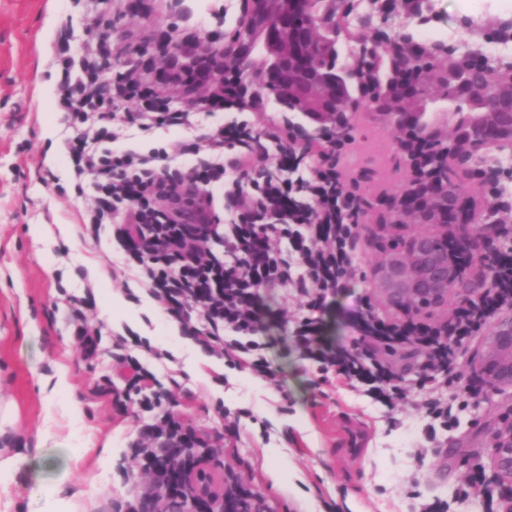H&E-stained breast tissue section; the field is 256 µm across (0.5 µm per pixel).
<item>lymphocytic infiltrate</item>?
<instances>
[{
    "label": "lymphocytic infiltrate",
    "instance_id": "obj_1",
    "mask_svg": "<svg viewBox=\"0 0 512 512\" xmlns=\"http://www.w3.org/2000/svg\"><path fill=\"white\" fill-rule=\"evenodd\" d=\"M85 78L72 82L67 57L59 62L65 71L57 89V105L67 113L75 136L67 147L77 180L90 187L98 209L88 211L82 224L91 235L104 225L123 248L133 274L149 296L180 322L184 333L211 352H223L228 365L272 380L276 372L265 355L267 308L263 293L282 290L284 297H300L303 312L297 322L295 342L318 372L322 382H341L359 396L385 407L416 402L429 422L452 427L467 402L459 383L456 362L474 342L489 315L512 308V255H500L480 303L459 307L446 329L405 323L382 316L369 298H362L351 345L328 344L320 331L319 314L327 300L346 285L354 271L357 211L335 176L320 168L308 178L259 176L249 186H225L232 209L228 224L212 223L210 186L225 185L229 170L243 169V159L230 152L245 145V126H216L189 144L203 160L190 175L169 171L165 148L148 152H115L108 141L130 128L142 133L167 127L188 128L191 113L171 107L138 74L121 75L112 86V102L104 104L95 91L96 75L110 52L90 28L82 42ZM135 100L134 112L120 109ZM188 194L190 211L168 207V200ZM310 198L298 205L296 194ZM278 223H261L266 213ZM218 244L221 254L201 258L204 244ZM412 344L422 361L410 376L395 372L382 352ZM119 361L129 368L123 379L126 394L140 396L148 414L142 433L130 450L140 467L152 473L145 485H133L128 512L141 503L157 512H176L179 501L170 494L168 477L196 468L222 474L225 499L240 500L245 512H264L259 498L251 496L225 471L209 436L192 423L179 419L163 406L152 389L154 374L127 351V342L113 341Z\"/></svg>",
    "mask_w": 512,
    "mask_h": 512
}]
</instances>
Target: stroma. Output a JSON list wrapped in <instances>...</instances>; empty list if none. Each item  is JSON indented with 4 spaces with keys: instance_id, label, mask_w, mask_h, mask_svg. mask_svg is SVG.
I'll return each instance as SVG.
<instances>
[{
    "instance_id": "stroma-1",
    "label": "stroma",
    "mask_w": 512,
    "mask_h": 512,
    "mask_svg": "<svg viewBox=\"0 0 512 512\" xmlns=\"http://www.w3.org/2000/svg\"><path fill=\"white\" fill-rule=\"evenodd\" d=\"M148 10L131 14L126 0H0V409L11 424L0 433V449L21 454L19 465L0 477V512H113V502L130 498L131 474L148 482L128 458V444L147 415L138 398L117 395L112 341L123 337L171 350L166 312L145 314L153 301L127 268L111 229L92 239L79 216L92 208L91 189L76 187L64 141L73 133L56 103L60 56L81 63V37L92 21L112 22L115 60L127 69L132 49L155 47L159 37L194 41L223 38L240 14L241 0H147ZM435 17L417 26L426 40L445 38L489 48L506 42L512 10L501 0H435ZM209 124L245 123L256 138L283 131L275 105L252 112L231 105ZM360 154L343 162L346 174L367 172L375 188L403 184L406 164L393 135L372 126L356 133ZM194 132L161 128L150 136L121 134L116 150L166 147L171 168L188 171L198 157L185 146ZM72 227L62 238L58 227ZM102 270L91 279L85 265ZM377 252L356 251L355 278L322 315L321 332L336 346L356 336L354 311L369 293L370 264ZM122 295L129 321L116 331L106 313L112 295ZM266 340L277 377L263 380L237 369L189 368L190 355L172 352L159 362L140 353L166 400L183 418L217 440L224 467L260 496L266 512H417L434 498L447 512H485L487 484L472 482L474 464H486L490 435L512 412V388L488 395L476 392L449 429H437L441 442L425 467L414 450L424 423L414 405L388 409L354 395L339 383L318 382L296 347L295 320L302 301L274 297ZM99 326L100 357L86 359L69 321L71 307ZM68 370L57 395L41 390L42 377L56 366ZM228 417H219L216 405ZM463 457H456L455 448ZM470 484L467 503L455 489Z\"/></svg>"
}]
</instances>
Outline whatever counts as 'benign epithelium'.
I'll list each match as a JSON object with an SVG mask.
<instances>
[{
    "label": "benign epithelium",
    "instance_id": "benign-epithelium-1",
    "mask_svg": "<svg viewBox=\"0 0 512 512\" xmlns=\"http://www.w3.org/2000/svg\"><path fill=\"white\" fill-rule=\"evenodd\" d=\"M427 10L429 0H243L224 45L188 51L166 39L152 52L136 51L135 60V68L162 83L230 89L242 109L276 104L288 134L308 147L352 145L365 123L401 134L395 146L410 178L373 195L375 229L367 243L382 258L370 279L388 308L418 324L453 300H479L482 283L469 272H489L493 253L492 235L475 227L512 213L498 192L477 205L458 183L463 173L494 184L479 163L492 151L512 150V56L394 30L401 17L427 20ZM389 220L426 230L390 239ZM472 369L490 392L512 388V309L492 315ZM488 469V484L502 489L499 512H512L510 415L490 438ZM173 489L190 498L193 512H209L223 495L220 477L200 469L174 477Z\"/></svg>",
    "mask_w": 512,
    "mask_h": 512
}]
</instances>
